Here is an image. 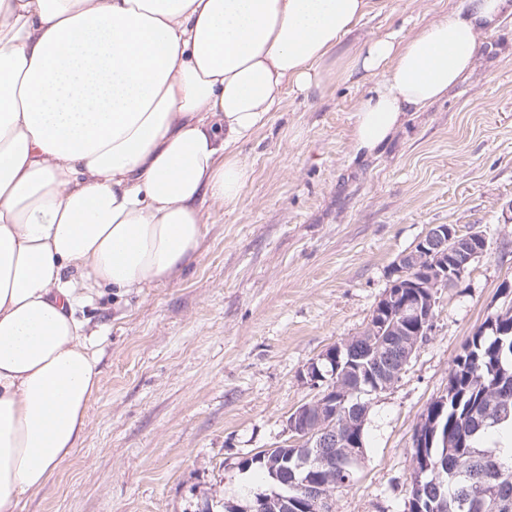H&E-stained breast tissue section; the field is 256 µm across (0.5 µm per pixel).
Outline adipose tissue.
<instances>
[{
  "label": "adipose tissue",
  "instance_id": "obj_1",
  "mask_svg": "<svg viewBox=\"0 0 512 512\" xmlns=\"http://www.w3.org/2000/svg\"><path fill=\"white\" fill-rule=\"evenodd\" d=\"M374 0H0V512H17L86 435L100 372L80 319L195 259L206 206L236 204L241 155L287 94L370 84L374 152L465 80L512 0H462L419 33L324 61Z\"/></svg>",
  "mask_w": 512,
  "mask_h": 512
}]
</instances>
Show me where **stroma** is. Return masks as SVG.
I'll list each match as a JSON object with an SVG mask.
<instances>
[{"label":"stroma","mask_w":512,"mask_h":512,"mask_svg":"<svg viewBox=\"0 0 512 512\" xmlns=\"http://www.w3.org/2000/svg\"><path fill=\"white\" fill-rule=\"evenodd\" d=\"M376 2L341 54L371 34L413 36L461 0ZM368 92L331 80L287 95L242 148L254 175L239 203L208 208L196 261L164 286L108 289L80 310L102 333L87 434L19 512H195L212 495L248 505L269 484L237 463L281 444L289 414L321 394L309 364L360 335L398 258L454 224L482 231L487 251L438 289L432 330L399 380L368 396L355 479L331 502L405 512L415 429L512 283V20L471 76L371 154L352 140Z\"/></svg>","instance_id":"35a3bbf8"}]
</instances>
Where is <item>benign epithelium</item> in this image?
<instances>
[{
    "mask_svg": "<svg viewBox=\"0 0 512 512\" xmlns=\"http://www.w3.org/2000/svg\"><path fill=\"white\" fill-rule=\"evenodd\" d=\"M477 239L469 236L459 239L447 224L432 227L418 243L408 252L410 265L425 272L426 278L421 282L402 284L395 282V287L387 289L381 298L382 319L368 327V333L376 340L377 356H384L392 345L397 344L403 349V359L399 367L390 368L382 373L369 376L375 391L388 389L400 377L417 349L423 337L427 336L433 323L432 310L435 296L440 288H452L465 275L472 260L480 256V252L472 251ZM350 345L345 340L337 346L327 349L318 360L307 368L306 382L314 385L324 380L320 365L332 363V378H342L341 354ZM359 428V421L346 416L341 427L333 428L316 423L314 430H308L304 423L303 411H297L288 421V433L306 435V447L317 448L319 453L333 454L336 449H346L347 457L354 461L360 457L354 434ZM308 500L315 512L323 505L329 504L331 496L325 485L319 482L308 484Z\"/></svg>",
    "mask_w": 512,
    "mask_h": 512,
    "instance_id": "benign-epithelium-1",
    "label": "benign epithelium"
}]
</instances>
